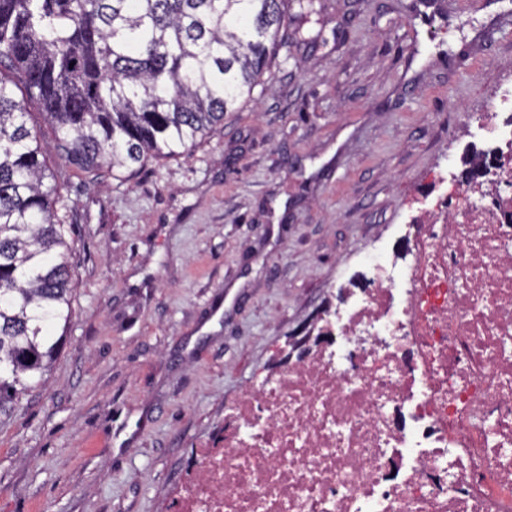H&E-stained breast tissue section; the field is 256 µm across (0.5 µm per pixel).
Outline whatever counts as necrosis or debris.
<instances>
[{
    "instance_id": "4bbe7bcc",
    "label": "necrosis or debris",
    "mask_w": 512,
    "mask_h": 512,
    "mask_svg": "<svg viewBox=\"0 0 512 512\" xmlns=\"http://www.w3.org/2000/svg\"><path fill=\"white\" fill-rule=\"evenodd\" d=\"M472 132L490 188L400 225L408 260L369 258L331 341L226 407L175 512H512V86Z\"/></svg>"
}]
</instances>
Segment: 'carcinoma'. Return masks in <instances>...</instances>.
Instances as JSON below:
<instances>
[{"label":"carcinoma","instance_id":"cac0c4a2","mask_svg":"<svg viewBox=\"0 0 512 512\" xmlns=\"http://www.w3.org/2000/svg\"><path fill=\"white\" fill-rule=\"evenodd\" d=\"M286 2L0 0V414L56 354L73 278L14 87L42 105L67 163L131 173L224 127L288 50Z\"/></svg>","mask_w":512,"mask_h":512}]
</instances>
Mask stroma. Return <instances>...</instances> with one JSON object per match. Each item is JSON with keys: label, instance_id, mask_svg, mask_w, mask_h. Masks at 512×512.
<instances>
[{"label": "stroma", "instance_id": "stroma-1", "mask_svg": "<svg viewBox=\"0 0 512 512\" xmlns=\"http://www.w3.org/2000/svg\"><path fill=\"white\" fill-rule=\"evenodd\" d=\"M293 42L187 153L124 179L59 157L27 101L74 243L69 326L0 415V512H172L224 407L288 352L387 228L464 177L461 115L512 84V0H318Z\"/></svg>", "mask_w": 512, "mask_h": 512}]
</instances>
